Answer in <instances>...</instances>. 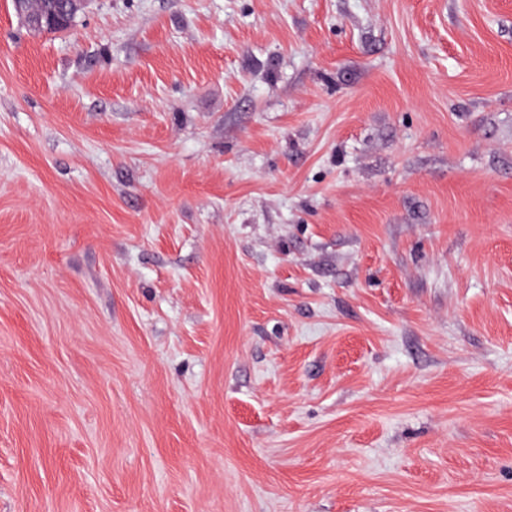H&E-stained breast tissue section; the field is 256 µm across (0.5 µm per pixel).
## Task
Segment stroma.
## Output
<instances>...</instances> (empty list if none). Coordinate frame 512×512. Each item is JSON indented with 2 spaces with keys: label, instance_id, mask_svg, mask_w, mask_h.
<instances>
[{
  "label": "stroma",
  "instance_id": "1",
  "mask_svg": "<svg viewBox=\"0 0 512 512\" xmlns=\"http://www.w3.org/2000/svg\"><path fill=\"white\" fill-rule=\"evenodd\" d=\"M0 512H512V0H0ZM29 1L30 0H13V2L15 4L16 12L25 18L26 23L31 30L36 31V32H40V31L46 32V29H44L45 26L50 27V26L57 24V20L54 18L46 17L45 15H41V14H32L28 10V2ZM14 4H13V6H14ZM76 18L77 17H75V19L73 20V23L70 27L73 26V24L76 21ZM70 27H69V25H59L57 27H50L49 29H47L46 33L62 32V31H65L66 29H69Z\"/></svg>",
  "mask_w": 512,
  "mask_h": 512
}]
</instances>
